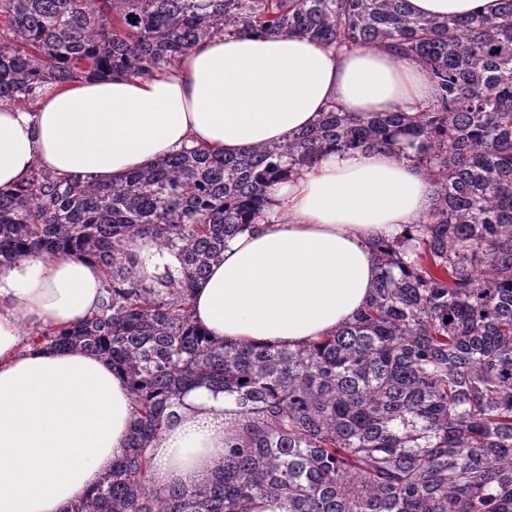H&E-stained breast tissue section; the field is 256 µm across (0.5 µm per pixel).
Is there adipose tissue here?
Wrapping results in <instances>:
<instances>
[{"instance_id":"ef3b65f1","label":"adipose tissue","mask_w":512,"mask_h":512,"mask_svg":"<svg viewBox=\"0 0 512 512\" xmlns=\"http://www.w3.org/2000/svg\"><path fill=\"white\" fill-rule=\"evenodd\" d=\"M426 17L488 15L499 0H407ZM435 94L394 51L335 50L299 35L197 42L166 75L115 73L48 89L35 108L0 104V188L33 167L118 182L185 146L232 154L281 142L338 108L354 118L416 114ZM433 205L428 175L395 153L328 154L274 184L263 216L193 290L208 335L295 347L366 303L380 270L374 239H394ZM98 265L35 254L0 267V512H68L126 450L129 388L109 362L33 346L46 328L92 315ZM223 393L197 388L155 451L153 483L191 488L224 451Z\"/></svg>"}]
</instances>
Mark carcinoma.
Instances as JSON below:
<instances>
[{
	"label": "carcinoma",
	"instance_id": "cac0c4a2",
	"mask_svg": "<svg viewBox=\"0 0 512 512\" xmlns=\"http://www.w3.org/2000/svg\"><path fill=\"white\" fill-rule=\"evenodd\" d=\"M390 47L436 90L416 115L312 128L235 154L184 149L119 184L34 167L0 190V265L80 257L104 272L92 317L35 336L112 362L135 419L125 456L68 512H512V0L492 16L423 17L406 0H0V101L112 73L162 72L222 33ZM395 148L434 185L431 211L377 239L381 275L352 320L294 349L211 339L192 290L268 188L324 151ZM177 273L137 276L142 246ZM205 387L224 454L190 489L151 481L150 449Z\"/></svg>",
	"mask_w": 512,
	"mask_h": 512
}]
</instances>
